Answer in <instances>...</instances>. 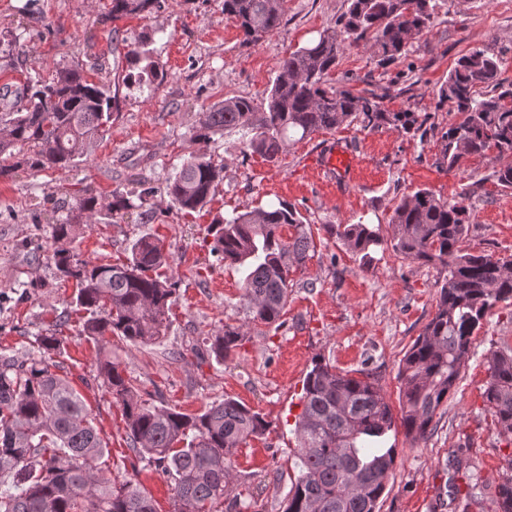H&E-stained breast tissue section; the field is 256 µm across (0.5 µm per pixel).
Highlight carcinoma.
<instances>
[{
    "label": "carcinoma",
    "instance_id": "carcinoma-1",
    "mask_svg": "<svg viewBox=\"0 0 512 512\" xmlns=\"http://www.w3.org/2000/svg\"><path fill=\"white\" fill-rule=\"evenodd\" d=\"M339 31H325L317 41L284 57L266 97L230 98L202 112L193 139L230 127L252 133L247 148L269 162L278 161L289 144L312 134L357 121L365 128L410 130L412 112H389L374 94H355L329 83L344 44L366 47L377 63L399 59L414 35L429 27L439 0H347ZM162 0H111L112 20L161 8ZM285 0H223L224 15L257 43L277 29ZM123 84H161L166 74L145 44L126 53ZM502 58L487 46L461 56L440 89L457 120L441 133L436 166L445 173L462 170L472 155L496 151L497 184L512 189V88L499 82ZM117 96L110 86L87 78L80 66L65 65L51 80L29 77L22 91L0 92V179L25 167L33 172L67 169L83 157L112 120ZM224 167L205 152L192 154L165 180L164 190L181 211L204 208L224 179ZM154 188L114 194L111 212L141 209ZM468 195L448 201L429 189L404 196L385 239L371 224H327L353 254L367 258L389 246L403 258L439 265L435 312L400 361L401 425L414 442L437 428L436 417L469 357L473 336L497 303L512 300V255L471 253L462 248L469 232ZM99 213V200L86 189L75 202L52 211L56 242L76 238L79 227ZM302 226L295 206L282 201L255 208L210 225L213 253L228 266L243 268L242 304L250 323L277 324L288 301L290 267L305 263L312 239L300 231L290 242L278 229ZM59 278L74 280L75 306L85 312L83 332L100 343L98 376L125 417L129 447L173 483V512H247L256 507L251 493L234 492V456L252 437L266 432L263 416L226 397L203 412L189 415L165 405L144 403L120 362L112 357L106 335L133 344L160 341L169 328L176 284L161 269L168 255L149 234L128 246L122 263L95 264L65 248L48 256ZM243 326L224 325L206 342L222 361L239 346ZM43 356L0 358V476L12 477L0 489V512H157L151 497L133 481L112 485L98 467L107 450L86 404L69 380L56 371L49 354L59 350L55 335L36 339ZM486 399L499 434L512 441V355L488 357ZM394 416L381 389L369 375L355 378L315 359L303 380V408L295 421L299 475L283 512H377L395 462L386 446ZM249 501L242 500V497ZM499 512H512V475L497 491Z\"/></svg>",
    "mask_w": 512,
    "mask_h": 512
}]
</instances>
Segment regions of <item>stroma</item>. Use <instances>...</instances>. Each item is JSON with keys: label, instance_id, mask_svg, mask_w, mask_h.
<instances>
[{"label": "stroma", "instance_id": "1", "mask_svg": "<svg viewBox=\"0 0 512 512\" xmlns=\"http://www.w3.org/2000/svg\"><path fill=\"white\" fill-rule=\"evenodd\" d=\"M222 3L165 0L149 15L114 21L110 0H0V31L20 34L27 47L18 57L0 58V86L24 82L35 71L86 65L94 56L101 67L88 77L108 84L125 70L129 46L143 40L166 73L150 89L120 86L110 126L73 168L0 180V358L40 356L36 336L57 333L62 343L52 360L107 444L104 474L117 484L138 481L158 512H171L172 485L129 449L122 407L97 376L99 346L83 334L71 305L75 284L60 281L54 264L31 260L25 245L35 241L53 250L50 225L32 216L73 203L83 188H93L105 205L114 192L132 189L133 179L156 186L175 174L190 153L203 149L193 139L202 110L236 96L261 98L282 59L335 30L348 7L347 0H286L279 28L254 44L225 16ZM490 43L503 53L501 79L511 87L512 0H447L406 54L386 65L364 47L345 46L333 85L375 93L390 111L416 113L426 120L424 131L346 124L289 146L272 163L245 153L247 130L227 129L203 149L224 167V180L204 209L180 211L162 192L132 215L102 212L73 243L81 259L98 263L124 262L129 242L147 233L168 252L164 273L178 291L167 336L147 346L116 339L112 352L153 403L192 415L230 396L263 414L268 432L238 449L233 471L241 488L257 494L262 512H282L299 474L294 420L313 359L371 373L391 408H398L399 361L435 311L440 267L389 249L374 251L363 264L326 225L362 222L387 237L403 196L426 188L451 200L470 187L464 248L512 253V189L490 181L493 155L469 158L457 174L435 164L441 132L455 120L439 90L462 55ZM332 147L352 157L349 179L312 168L313 158ZM281 201L294 204L302 220L281 228L283 240L303 229L313 246L305 264L290 272L281 326L250 325L240 304L244 274L217 262L209 227L214 219ZM227 324L247 327L235 351L221 362L196 357L207 337ZM505 349H512V301L493 307L473 337L435 432L413 443L402 426L389 431L396 457L380 512H496L512 443L500 436L485 392L487 359Z\"/></svg>", "mask_w": 512, "mask_h": 512}]
</instances>
